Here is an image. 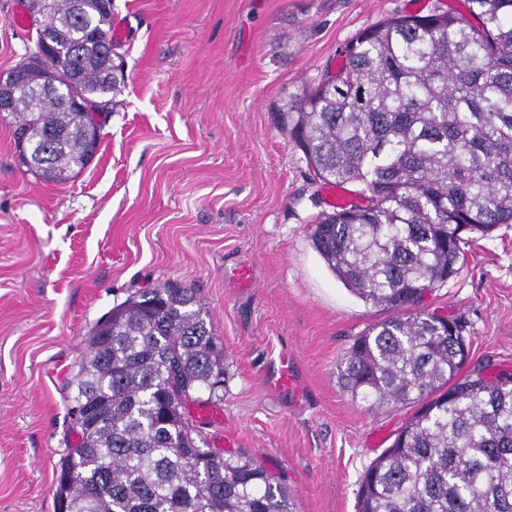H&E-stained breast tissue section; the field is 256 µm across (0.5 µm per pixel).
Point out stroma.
Here are the masks:
<instances>
[{
	"mask_svg": "<svg viewBox=\"0 0 512 512\" xmlns=\"http://www.w3.org/2000/svg\"><path fill=\"white\" fill-rule=\"evenodd\" d=\"M25 0H0V75L23 61ZM465 13V0H112L125 89L91 163L64 183L21 161L0 115V512H55L73 442L63 384L84 338L134 291L197 289L224 344L220 424L296 491L298 512H356L359 480L412 406L374 410L343 392L338 365L386 318L352 295L312 246L323 185L277 121L336 71L347 43L399 15ZM423 309L458 320L465 370L512 371V224L474 237ZM249 264L254 284L235 269ZM293 360L303 395L270 373Z\"/></svg>",
	"mask_w": 512,
	"mask_h": 512,
	"instance_id": "35a3bbf8",
	"label": "stroma"
}]
</instances>
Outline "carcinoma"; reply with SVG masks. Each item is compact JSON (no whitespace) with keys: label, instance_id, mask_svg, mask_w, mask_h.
Masks as SVG:
<instances>
[{"label":"carcinoma","instance_id":"obj_1","mask_svg":"<svg viewBox=\"0 0 512 512\" xmlns=\"http://www.w3.org/2000/svg\"><path fill=\"white\" fill-rule=\"evenodd\" d=\"M50 96L18 98L14 140L52 182L84 170L122 93L104 0H47ZM386 18L342 53L339 73L285 105L284 128L324 184L364 203L324 214L311 241L358 298L390 312L341 359L343 388L372 408L417 405L367 467L358 512H512V373L457 378L454 320L419 308L459 270L466 233L512 224V0ZM224 346L197 291L175 281L129 295L98 321L64 384L86 411L71 428L57 512H297L253 455L210 447L190 405L224 402Z\"/></svg>","mask_w":512,"mask_h":512}]
</instances>
